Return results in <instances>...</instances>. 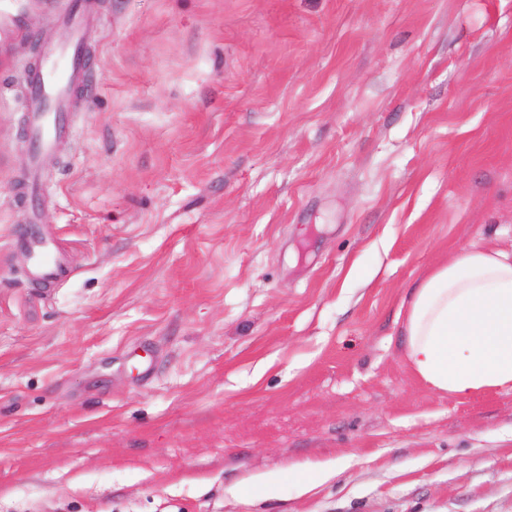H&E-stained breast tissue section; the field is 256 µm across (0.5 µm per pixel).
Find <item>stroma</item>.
Listing matches in <instances>:
<instances>
[{
	"label": "stroma",
	"instance_id": "stroma-1",
	"mask_svg": "<svg viewBox=\"0 0 512 512\" xmlns=\"http://www.w3.org/2000/svg\"><path fill=\"white\" fill-rule=\"evenodd\" d=\"M92 3L35 174L70 0L0 19V512H512V391L429 390L398 316L462 248L512 251V0ZM55 39L47 43L41 62L30 78L28 123L33 151L30 169L36 173L58 140L68 135L66 115L71 112L74 86L88 78L84 66L85 4L51 19ZM29 253V275L37 282H50L60 279L65 274L63 261L54 244L40 235L25 241Z\"/></svg>",
	"mask_w": 512,
	"mask_h": 512
}]
</instances>
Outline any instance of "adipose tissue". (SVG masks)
Instances as JSON below:
<instances>
[{"mask_svg":"<svg viewBox=\"0 0 512 512\" xmlns=\"http://www.w3.org/2000/svg\"><path fill=\"white\" fill-rule=\"evenodd\" d=\"M404 358L428 389L512 390V252L490 243L434 265L403 306Z\"/></svg>","mask_w":512,"mask_h":512,"instance_id":"ef3b65f1","label":"adipose tissue"}]
</instances>
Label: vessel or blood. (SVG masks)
I'll list each match as a JSON object with an SVG mask.
<instances>
[{
  "instance_id": "b4317fda",
  "label": "vessel or blood",
  "mask_w": 512,
  "mask_h": 512,
  "mask_svg": "<svg viewBox=\"0 0 512 512\" xmlns=\"http://www.w3.org/2000/svg\"><path fill=\"white\" fill-rule=\"evenodd\" d=\"M51 24L55 39L47 43L41 62L30 78L28 94V123L33 150L30 169L38 171L58 140L68 135L66 116L71 110L72 90L84 82L88 73L84 66L85 28L87 16L84 5L54 15ZM31 278L50 282L63 277V261L54 244L45 237L27 239Z\"/></svg>"
}]
</instances>
